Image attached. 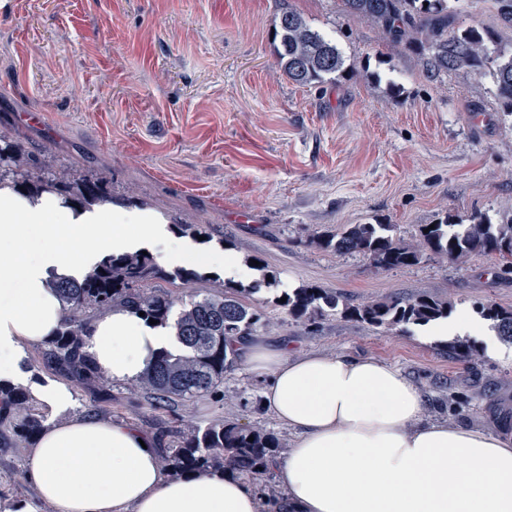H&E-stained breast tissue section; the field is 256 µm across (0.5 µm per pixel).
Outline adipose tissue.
Segmentation results:
<instances>
[{
    "mask_svg": "<svg viewBox=\"0 0 512 512\" xmlns=\"http://www.w3.org/2000/svg\"><path fill=\"white\" fill-rule=\"evenodd\" d=\"M155 250L208 269L238 265L233 253L194 247L145 210H76L51 194L0 189V382L65 416L25 449L35 497L16 512H39L42 502L56 512H259L235 475L163 478L154 439L134 423L70 415L69 390L23 368L26 347L57 331L56 280L82 278L111 254ZM233 348L265 376V407L296 434L276 467L282 512H512V426L429 420L423 390L374 358L299 353L284 341ZM86 350L126 385L156 353L184 346L170 328L115 307L92 322Z\"/></svg>",
    "mask_w": 512,
    "mask_h": 512,
    "instance_id": "ef3b65f1",
    "label": "adipose tissue"
}]
</instances>
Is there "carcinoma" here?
<instances>
[{"label": "carcinoma", "instance_id": "obj_1", "mask_svg": "<svg viewBox=\"0 0 512 512\" xmlns=\"http://www.w3.org/2000/svg\"><path fill=\"white\" fill-rule=\"evenodd\" d=\"M346 10L370 19L385 39L404 41L418 51L434 73L455 70L480 71L492 67L497 97L512 112V52L498 47L494 34L479 27L448 33L454 22L452 0H342ZM273 40L278 66L288 78L300 84L321 83L343 70L342 52L328 36L313 30L298 12L282 13ZM26 147L0 135V187L28 195L52 193L65 203L90 209L112 201L106 181L95 175L73 172L66 178L33 172ZM420 226L419 239L406 242L392 234L391 224H352L342 231L312 240L320 250L337 254L357 253L376 270L409 267L421 262L430 251L462 262L472 254L497 255L512 271V224H492L475 216L469 224L441 220ZM172 229L194 240L211 239L210 224H174ZM251 268L259 278L248 287L227 282L215 293L197 290L189 298L176 300L160 291L158 280L192 285L209 280V275L194 267L168 270L150 254L141 252L112 255L89 269L80 280L62 279L56 284L63 310L59 328L43 352L47 364L77 382L103 402L112 400V383L95 367L83 351L91 319L123 305L146 320L170 326L189 348L188 353L156 354L144 375L129 387L132 395L143 390L150 395L154 411H166L176 400L218 397L224 387V372L235 362L228 357L227 343L254 335L262 314L245 298L263 288L277 285V276L264 261ZM296 320L314 321L332 312L375 328L410 332L413 326H432L448 318L452 305L432 296L414 299L398 297L358 305L315 285L302 284L283 290L275 300ZM482 317L501 338L512 342V309L494 304L479 306ZM448 354L466 362L475 359L477 348L467 339L447 343ZM12 425L13 444L25 448L45 423L42 406L21 387L0 384V422ZM253 441H248L249 437ZM161 467L173 476L223 471L247 479L268 474L271 462L285 448L274 432L257 426L219 419L202 428L186 423L167 429Z\"/></svg>", "mask_w": 512, "mask_h": 512}]
</instances>
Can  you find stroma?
Returning <instances> with one entry per match:
<instances>
[{
  "mask_svg": "<svg viewBox=\"0 0 512 512\" xmlns=\"http://www.w3.org/2000/svg\"><path fill=\"white\" fill-rule=\"evenodd\" d=\"M288 8L335 41L342 72L300 85L277 66L273 30ZM454 10L455 27L512 45L493 0H455ZM0 133L52 170L103 177L115 206L212 225L210 248L225 238L233 254L260 256L282 287L313 284L355 304L428 294L457 314L477 302L512 308V272L494 255L457 264L428 252L377 272L362 255L310 246L347 224H391L413 241L444 218L512 222V116L490 72L432 74L341 0H0ZM271 298H249L271 322L256 331L268 342L387 362L423 389L435 421L492 428L512 416L511 342L465 366L423 329L338 314L301 322ZM223 391L156 413L116 386L105 416L152 436L230 415L293 442L246 364L226 371ZM23 454L0 445L14 502L34 495Z\"/></svg>",
  "mask_w": 512,
  "mask_h": 512,
  "instance_id": "1",
  "label": "stroma"
}]
</instances>
